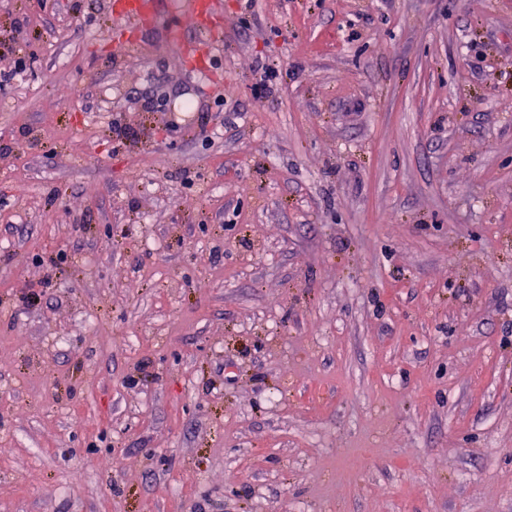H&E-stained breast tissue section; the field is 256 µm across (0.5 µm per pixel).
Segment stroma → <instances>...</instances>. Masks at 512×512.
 I'll use <instances>...</instances> for the list:
<instances>
[{"instance_id": "1", "label": "stroma", "mask_w": 512, "mask_h": 512, "mask_svg": "<svg viewBox=\"0 0 512 512\" xmlns=\"http://www.w3.org/2000/svg\"><path fill=\"white\" fill-rule=\"evenodd\" d=\"M213 24L0 0V512H512V0Z\"/></svg>"}]
</instances>
